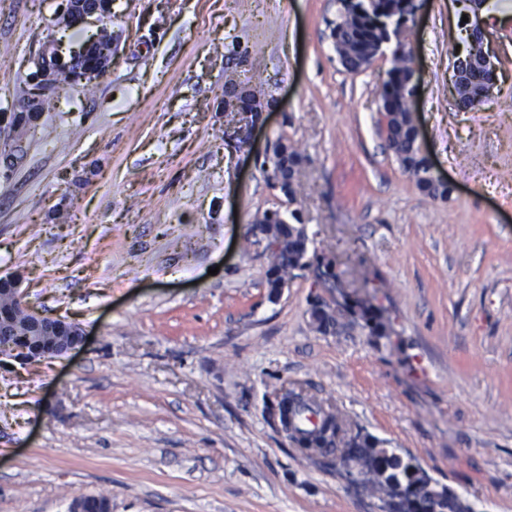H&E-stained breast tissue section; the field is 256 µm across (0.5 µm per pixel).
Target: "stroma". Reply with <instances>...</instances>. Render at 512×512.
<instances>
[{
    "label": "stroma",
    "mask_w": 512,
    "mask_h": 512,
    "mask_svg": "<svg viewBox=\"0 0 512 512\" xmlns=\"http://www.w3.org/2000/svg\"><path fill=\"white\" fill-rule=\"evenodd\" d=\"M61 0H0V118L19 111ZM338 0H114L108 72L61 83L0 162V275L78 322L63 357L0 360V512H381L292 445L285 388L413 459L472 512H512V0H482L493 91L458 108L448 50L465 0L407 29L422 150L455 190L424 194L387 150L392 45L358 73ZM277 99L249 146L224 140L226 75ZM285 135L308 157L288 204L268 180ZM294 206L309 265L272 291L245 240ZM328 265L338 291L317 288ZM336 328L314 324L316 300Z\"/></svg>",
    "instance_id": "35a3bbf8"
}]
</instances>
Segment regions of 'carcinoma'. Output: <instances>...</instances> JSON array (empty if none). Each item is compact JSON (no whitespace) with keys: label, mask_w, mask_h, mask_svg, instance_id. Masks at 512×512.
Here are the masks:
<instances>
[{"label":"carcinoma","mask_w":512,"mask_h":512,"mask_svg":"<svg viewBox=\"0 0 512 512\" xmlns=\"http://www.w3.org/2000/svg\"><path fill=\"white\" fill-rule=\"evenodd\" d=\"M407 22L405 0H356L348 13L338 14L336 22L332 23L331 37L342 67L351 73L371 64L383 45L395 42L390 79L380 91L381 112L387 119V146L423 192L433 198L442 197L445 192L429 190L423 159L414 146L411 126L406 123V101L411 92L407 83L410 61L402 35ZM465 80L474 92L489 90V77L484 70H470ZM275 143L279 149L274 151L272 165L285 173L280 192L291 203L296 189L288 181L286 172L292 166L307 162L308 157L282 136L277 137ZM256 221L260 223L259 230L266 229L271 237L282 241V248L275 251L267 272L268 285L273 289L288 282L298 257L305 252L301 241L302 221L295 210L286 215L278 210H267ZM6 311L8 307L0 303V315L15 329L10 340L28 339L24 311L15 308L10 316L5 315ZM276 399L289 438L298 448L307 454H338V459L350 465L351 475L367 483L383 504H388L399 494L404 499L403 512H460L461 506L452 494L445 488L437 489L432 478L417 463L392 449L379 447L369 436L353 433L350 425L331 407L294 390L278 394ZM306 411L319 416L317 424L311 428L299 422V417ZM79 501L81 512H104L109 503L107 497L95 495H83Z\"/></svg>","instance_id":"obj_1"}]
</instances>
